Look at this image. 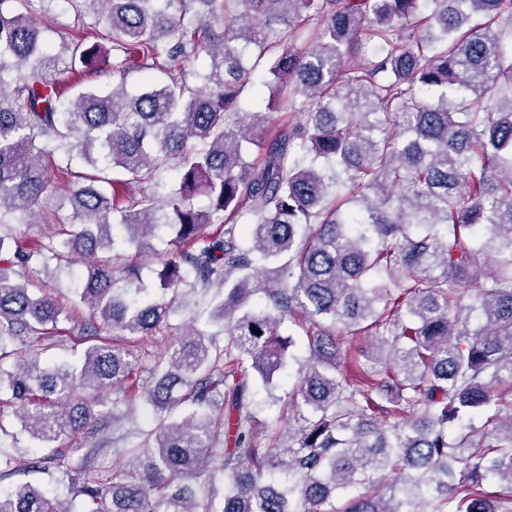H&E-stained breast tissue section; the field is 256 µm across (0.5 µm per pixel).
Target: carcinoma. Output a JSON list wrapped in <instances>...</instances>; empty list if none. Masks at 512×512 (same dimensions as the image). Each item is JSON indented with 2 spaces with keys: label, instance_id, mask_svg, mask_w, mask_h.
Instances as JSON below:
<instances>
[{
  "label": "carcinoma",
  "instance_id": "obj_1",
  "mask_svg": "<svg viewBox=\"0 0 512 512\" xmlns=\"http://www.w3.org/2000/svg\"><path fill=\"white\" fill-rule=\"evenodd\" d=\"M66 3L105 27L62 57L22 11L30 0H0V227L29 223L56 177L72 218L37 248L0 232V412L47 451L0 469L54 464L85 512H512V0ZM102 40L122 53L112 88L66 96L57 75L98 74ZM363 41L375 60L347 64ZM201 57L203 87L187 81ZM260 62L272 80L257 84ZM154 68L165 79L128 92L131 70ZM270 111L303 120L269 134ZM58 153L117 177L60 167ZM127 248L160 256L156 295L117 263ZM44 252L60 268L81 260L83 329L113 338L78 366L34 352L5 369L8 342L44 340L67 316L25 281ZM191 293L211 295L207 321L190 319L142 377L118 339L154 335ZM285 315L307 337L301 362ZM362 335L385 376L345 383L344 339ZM292 361L283 401L275 380ZM258 382L288 422L273 447ZM117 392L156 425L111 474L82 471L56 443ZM489 478L508 493L483 492ZM0 512L74 510L24 482L0 489Z\"/></svg>",
  "mask_w": 512,
  "mask_h": 512
}]
</instances>
